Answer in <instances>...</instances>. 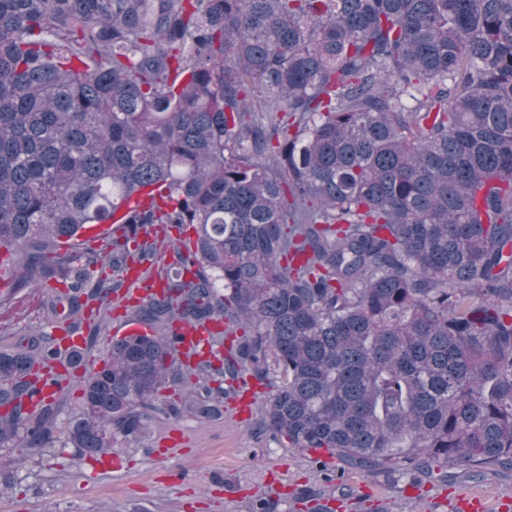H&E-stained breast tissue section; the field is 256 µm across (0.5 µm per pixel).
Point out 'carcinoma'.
<instances>
[{"mask_svg":"<svg viewBox=\"0 0 512 512\" xmlns=\"http://www.w3.org/2000/svg\"><path fill=\"white\" fill-rule=\"evenodd\" d=\"M84 67L76 71L72 61ZM167 202L59 253L143 189ZM66 422L85 457L150 428L176 324L220 320L212 395L345 465L512 466V0H0V249L13 287L112 294L172 230ZM51 337L0 350V447L51 448Z\"/></svg>","mask_w":512,"mask_h":512,"instance_id":"1","label":"carcinoma"}]
</instances>
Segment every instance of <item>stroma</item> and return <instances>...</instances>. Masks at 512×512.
<instances>
[{
  "label": "stroma",
  "instance_id": "obj_1",
  "mask_svg": "<svg viewBox=\"0 0 512 512\" xmlns=\"http://www.w3.org/2000/svg\"><path fill=\"white\" fill-rule=\"evenodd\" d=\"M53 326L44 289L0 299L1 348H18ZM156 406L151 430L118 440L108 468L95 469L62 436L53 447L28 449L19 466L10 463L16 449L0 447V512H250L259 497L273 502L272 512H314L327 501L336 512H458L457 502L472 496L512 499L509 465L449 466L427 478L346 469L331 457L329 469L343 475L327 482L309 453L258 431L257 410L239 421L233 402L220 398L201 419L177 390Z\"/></svg>",
  "mask_w": 512,
  "mask_h": 512
}]
</instances>
